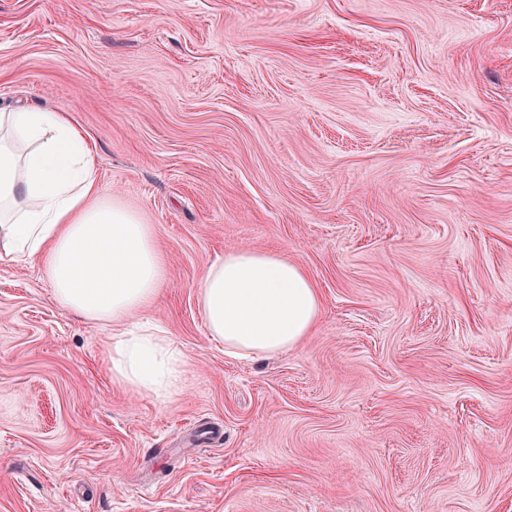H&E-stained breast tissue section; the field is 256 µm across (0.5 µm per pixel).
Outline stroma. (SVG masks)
Returning <instances> with one entry per match:
<instances>
[{"instance_id":"1","label":"stroma","mask_w":512,"mask_h":512,"mask_svg":"<svg viewBox=\"0 0 512 512\" xmlns=\"http://www.w3.org/2000/svg\"><path fill=\"white\" fill-rule=\"evenodd\" d=\"M0 106L156 226L187 376L123 390L0 262V512H512V0H0ZM245 248L322 297L270 358L198 302Z\"/></svg>"}]
</instances>
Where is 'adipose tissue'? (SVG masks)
<instances>
[{"instance_id": "obj_1", "label": "adipose tissue", "mask_w": 512, "mask_h": 512, "mask_svg": "<svg viewBox=\"0 0 512 512\" xmlns=\"http://www.w3.org/2000/svg\"><path fill=\"white\" fill-rule=\"evenodd\" d=\"M38 263L56 303L94 326H111L113 381L165 399L185 378L170 337L128 330L160 294L166 275L155 225L101 190L85 132L59 112L0 109V261ZM208 333L236 357L297 346L315 327L320 294L287 258L234 249L200 285Z\"/></svg>"}]
</instances>
